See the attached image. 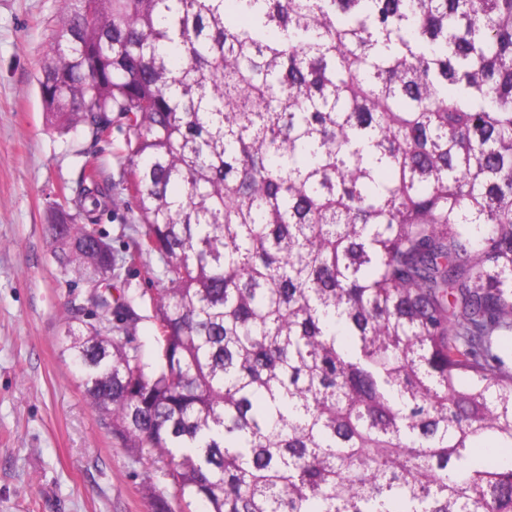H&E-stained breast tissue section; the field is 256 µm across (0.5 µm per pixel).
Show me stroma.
<instances>
[{
  "mask_svg": "<svg viewBox=\"0 0 512 512\" xmlns=\"http://www.w3.org/2000/svg\"><path fill=\"white\" fill-rule=\"evenodd\" d=\"M61 0H0V512H155L149 454L122 448L87 403L59 341L88 289L60 273L50 206L72 196L86 159L112 188L97 227L123 255L140 224L124 194V133L54 132L37 76Z\"/></svg>",
  "mask_w": 512,
  "mask_h": 512,
  "instance_id": "obj_1",
  "label": "stroma"
}]
</instances>
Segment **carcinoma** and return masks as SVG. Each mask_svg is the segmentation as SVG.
<instances>
[{"instance_id": "carcinoma-1", "label": "carcinoma", "mask_w": 512, "mask_h": 512, "mask_svg": "<svg viewBox=\"0 0 512 512\" xmlns=\"http://www.w3.org/2000/svg\"><path fill=\"white\" fill-rule=\"evenodd\" d=\"M64 4L51 127L122 115L126 260L164 263L112 299V189L53 209L100 425L185 509L512 512V0Z\"/></svg>"}]
</instances>
